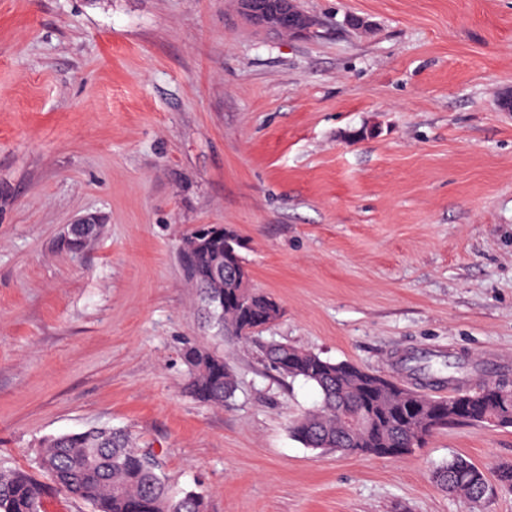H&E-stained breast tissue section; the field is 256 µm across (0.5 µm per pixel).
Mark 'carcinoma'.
Segmentation results:
<instances>
[{"label":"carcinoma","mask_w":512,"mask_h":512,"mask_svg":"<svg viewBox=\"0 0 512 512\" xmlns=\"http://www.w3.org/2000/svg\"><path fill=\"white\" fill-rule=\"evenodd\" d=\"M220 225L197 228L185 239L187 278L200 289L217 335L240 341L255 339L258 328L275 321L279 305L256 288H237L235 280L250 282L241 256L224 252ZM231 268L235 278L212 287L214 270ZM268 365L285 364L279 373L314 385L317 407L293 420L289 432L305 447L354 453L373 458H400L402 449L428 439L455 423L512 427V381L490 377L473 391L469 408L448 412L454 400L427 397L397 381L350 362H330L319 355L282 343L263 346ZM183 358L189 367L188 392L198 401L222 405L236 391L224 356L195 342L186 343ZM39 468L61 491L83 500L92 512H206L204 496L193 490H173L158 466L146 461L127 430L89 428L49 439ZM483 472L456 456L434 470L436 483L452 496L483 499ZM44 486L19 470H0V512H41Z\"/></svg>","instance_id":"carcinoma-1"}]
</instances>
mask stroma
Listing matches in <instances>:
<instances>
[{"instance_id":"1","label":"stroma","mask_w":512,"mask_h":512,"mask_svg":"<svg viewBox=\"0 0 512 512\" xmlns=\"http://www.w3.org/2000/svg\"><path fill=\"white\" fill-rule=\"evenodd\" d=\"M299 5L316 34L259 30L235 0H0V469L38 475L45 439L112 426L207 512H512V427L402 458L313 450L288 424L316 388L261 354L435 398L402 356L462 364L457 391L512 378V0ZM200 224L238 233L280 305L255 341L204 318L181 264ZM186 338L235 374L224 405L186 392ZM454 456L484 472L480 503L434 482ZM96 225H98V219L96 216H84L75 224H71L67 233L76 232L78 228H82L84 237H88ZM84 237H77L75 235L68 236V238L65 239L67 248L74 253L82 251L87 246L84 244Z\"/></svg>"}]
</instances>
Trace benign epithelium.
Here are the masks:
<instances>
[{
  "mask_svg": "<svg viewBox=\"0 0 512 512\" xmlns=\"http://www.w3.org/2000/svg\"><path fill=\"white\" fill-rule=\"evenodd\" d=\"M242 16L254 26L293 37L313 33L315 20L302 11L297 0H236Z\"/></svg>",
  "mask_w": 512,
  "mask_h": 512,
  "instance_id": "1",
  "label": "benign epithelium"
}]
</instances>
